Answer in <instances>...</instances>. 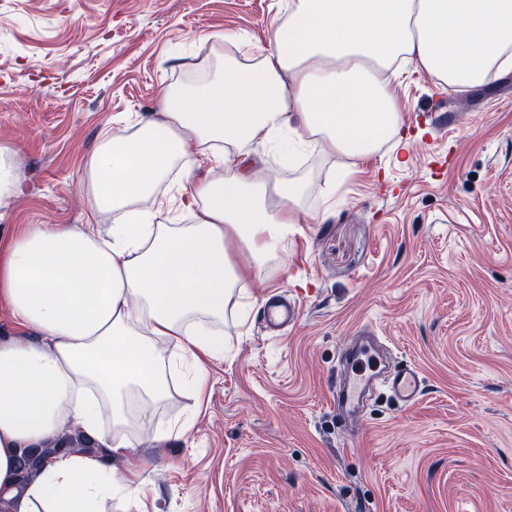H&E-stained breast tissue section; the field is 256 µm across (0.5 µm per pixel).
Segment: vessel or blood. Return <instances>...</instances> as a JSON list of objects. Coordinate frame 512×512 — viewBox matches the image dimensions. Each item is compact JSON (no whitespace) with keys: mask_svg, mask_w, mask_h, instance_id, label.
Here are the masks:
<instances>
[{"mask_svg":"<svg viewBox=\"0 0 512 512\" xmlns=\"http://www.w3.org/2000/svg\"><path fill=\"white\" fill-rule=\"evenodd\" d=\"M298 315L299 309L294 302L275 294L265 304L262 324L264 329L270 330L294 323ZM381 349V343L372 330L358 333L355 346L345 360L343 372L331 380V402L344 420L354 421L367 398L380 384L385 385L390 395L406 407L415 404L421 397L424 377L417 367L409 365L392 373L379 371L369 376L360 371L359 364L363 357Z\"/></svg>","mask_w":512,"mask_h":512,"instance_id":"1","label":"vessel or blood"}]
</instances>
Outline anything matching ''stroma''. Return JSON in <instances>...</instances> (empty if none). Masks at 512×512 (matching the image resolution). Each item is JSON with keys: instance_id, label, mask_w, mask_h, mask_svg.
Listing matches in <instances>:
<instances>
[{"instance_id": "1", "label": "stroma", "mask_w": 512, "mask_h": 512, "mask_svg": "<svg viewBox=\"0 0 512 512\" xmlns=\"http://www.w3.org/2000/svg\"><path fill=\"white\" fill-rule=\"evenodd\" d=\"M283 6L0 0V145L18 186L0 196V230L107 233L83 179L98 143L196 84L231 41L270 47ZM391 90L406 147L337 182L331 158L301 156L309 219L248 281L249 313L226 309L192 429L115 460L137 470L147 512H512V68L452 95L411 67ZM445 104L457 123L429 137L424 116ZM270 290L301 305L281 335L259 327ZM367 324L425 391L407 408L370 401L354 433L328 388Z\"/></svg>"}]
</instances>
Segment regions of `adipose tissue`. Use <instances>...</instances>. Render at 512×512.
Returning <instances> with one entry per match:
<instances>
[{
  "instance_id": "1",
  "label": "adipose tissue",
  "mask_w": 512,
  "mask_h": 512,
  "mask_svg": "<svg viewBox=\"0 0 512 512\" xmlns=\"http://www.w3.org/2000/svg\"><path fill=\"white\" fill-rule=\"evenodd\" d=\"M398 64L455 91L488 83L512 67V0H288L270 49L169 90L161 119L107 135L89 156L108 235L91 224L0 235V301L28 336H0V512H104L116 497L143 507L137 475L108 457L146 433L190 430L155 410L176 389L202 394L206 359L224 356L226 306L305 221L304 178L262 174L255 147L355 166L400 137L385 79ZM198 161L210 177L194 178ZM229 238L250 268L231 259ZM66 430L99 451H55ZM34 446L53 454L22 487L14 460Z\"/></svg>"
}]
</instances>
